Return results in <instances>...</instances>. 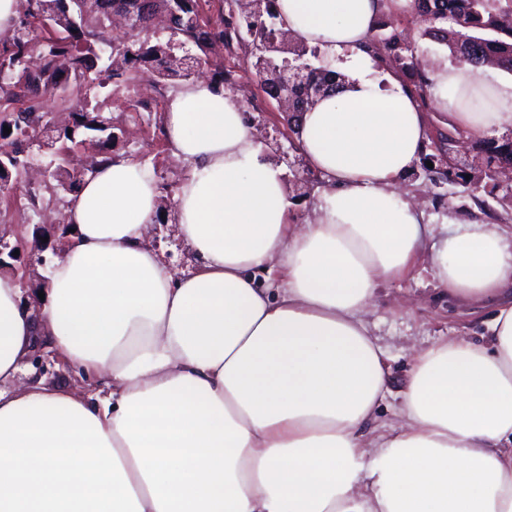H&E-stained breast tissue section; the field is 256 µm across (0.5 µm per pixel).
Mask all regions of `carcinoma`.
Wrapping results in <instances>:
<instances>
[{
    "label": "carcinoma",
    "mask_w": 512,
    "mask_h": 512,
    "mask_svg": "<svg viewBox=\"0 0 512 512\" xmlns=\"http://www.w3.org/2000/svg\"><path fill=\"white\" fill-rule=\"evenodd\" d=\"M507 5H502V2ZM57 0H20L21 15L11 37L0 39V97L22 101L18 113L0 117V182L13 184L12 170L22 143L41 140L50 151L57 143L73 146L84 143L87 131L105 134L102 146L110 153L118 136L95 109L84 107L71 113V123L52 133L43 131L37 120H25L22 113H43V99L51 92L66 101L63 92L75 88L91 90L108 81L151 70L159 81L189 79L196 69L209 65V53L217 43L232 51L248 52L254 76L272 99L286 96L291 108L304 112L315 100L336 86L339 74L311 63L316 50L293 41L283 30L275 9V0H253L250 15L235 18L236 0H224L228 13L217 20H199L201 0H83L84 17L78 27L66 16L54 13ZM413 17L425 24L423 35L448 48L450 55L473 68L494 65L512 73V26L501 22V15L512 11V0H412ZM163 12L168 17L166 42L153 41L150 34L154 17ZM131 14L140 30L130 32V39L112 49V63L103 64L102 29L110 16ZM50 16L46 29L42 16ZM368 45L379 59L398 65L402 75L411 79L414 92L424 98L427 77L422 69L417 46L401 37L392 23L378 21L369 35ZM184 52L179 56L176 51ZM11 128L10 133L4 127ZM458 131H441L434 142L435 153L424 157L432 162L433 176L455 183L468 181L476 203L487 206L477 196H494L499 188L493 163H512V131L497 136L486 135L475 142L473 155L457 159L449 154L450 142ZM57 186L74 192L84 173L68 170L57 163L51 170Z\"/></svg>",
    "instance_id": "1"
}]
</instances>
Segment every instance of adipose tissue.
Wrapping results in <instances>:
<instances>
[{
    "label": "adipose tissue",
    "instance_id": "ef3b65f1",
    "mask_svg": "<svg viewBox=\"0 0 512 512\" xmlns=\"http://www.w3.org/2000/svg\"><path fill=\"white\" fill-rule=\"evenodd\" d=\"M385 5L277 0L292 36L349 74L294 116L327 184L315 220L290 223L282 172L223 85L190 79L162 127L189 165L176 219L198 268L174 276L146 245L159 181L111 153L67 199L43 300L0 274V512H512V231L438 234L394 192L428 129L401 80L368 75ZM427 93L452 129L512 128V81L444 63ZM426 245L438 288L494 313L481 339L413 356L385 428L389 372L363 313ZM39 345L93 393L8 389Z\"/></svg>",
    "mask_w": 512,
    "mask_h": 512
}]
</instances>
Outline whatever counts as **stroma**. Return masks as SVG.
Returning a JSON list of instances; mask_svg holds the SVG:
<instances>
[{"label":"stroma","instance_id":"35a3bbf8","mask_svg":"<svg viewBox=\"0 0 512 512\" xmlns=\"http://www.w3.org/2000/svg\"><path fill=\"white\" fill-rule=\"evenodd\" d=\"M210 65L234 69L241 76L244 82L241 92L250 100L243 112L249 119L254 137L270 148L273 162L282 168L286 178L300 177L309 182V194L294 205L291 220L296 224L312 220L325 183L313 175L292 150L293 136L284 115L276 101L260 88L249 58L244 51L229 52L218 43L212 49ZM152 83L151 74L140 73L133 79L71 96L65 102L46 98L44 107L52 112L57 124L64 125L75 108L87 103L96 105L117 135L113 152L133 156L157 168L164 188L161 199L163 220L149 227L145 241L159 252L172 273L180 275L196 267L177 235L174 217L175 196L187 167L167 151L158 130L169 105L168 96L175 92L178 84L170 82L166 97L158 99L152 111H132V104L147 98ZM28 155L32 167L25 181L19 182L16 195L0 198V225L8 224L14 229L13 234L0 238V244L7 248L21 246L22 251L12 273L23 277L25 290L32 293L47 284L46 273L48 262L53 258L52 248L61 240L63 227L60 220L67 195L57 189L54 180L44 178L40 173L41 168L49 164V155L34 146L29 148ZM30 187L35 189L42 203L40 210H32L29 205L26 190ZM396 190L405 198L418 201L423 221L427 224L467 221L488 214L496 223L512 227V202L490 200V212H483L464 185H437L420 173L401 181ZM492 313L493 307L489 304L449 302L447 294L439 290L433 280L430 253L425 250L421 252L411 276L381 287L375 304L367 309L365 319L384 353L391 372V387L396 390L417 351L451 336L479 338ZM31 378L43 380L50 388L66 387L78 393L87 391L89 385L75 368L43 350L30 355L17 380L22 383Z\"/></svg>","mask_w":512,"mask_h":512}]
</instances>
